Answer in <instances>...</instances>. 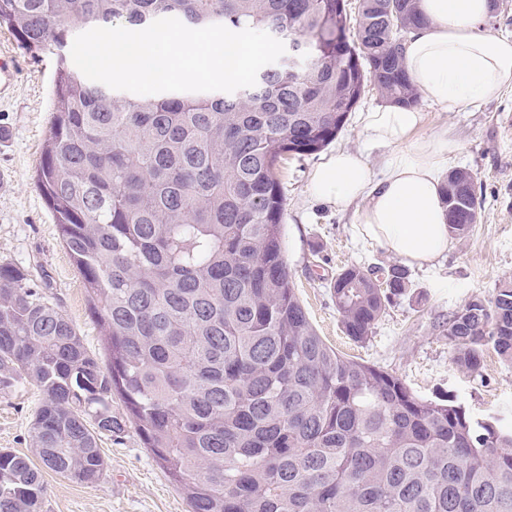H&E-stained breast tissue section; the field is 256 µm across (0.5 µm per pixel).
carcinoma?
Masks as SVG:
<instances>
[{
    "mask_svg": "<svg viewBox=\"0 0 512 512\" xmlns=\"http://www.w3.org/2000/svg\"><path fill=\"white\" fill-rule=\"evenodd\" d=\"M177 18L266 31L311 51L306 70L266 65L233 93L114 98L59 56L36 185L103 325L108 367L63 311L0 265V391L34 379L45 467L93 484L98 441L130 418L189 512H512V425L448 396L414 394L316 333L283 252L279 164L317 154L365 89L415 106L402 37L416 0H0V28L27 51L61 49L82 27ZM448 230L468 235L482 192L454 168ZM410 287L405 267L349 265L330 280L344 332L373 333ZM492 345L512 363V278L448 320L459 369ZM126 416L112 413V397ZM30 460L0 451V506L41 512Z\"/></svg>",
    "mask_w": 512,
    "mask_h": 512,
    "instance_id": "1",
    "label": "carcinoma"
}]
</instances>
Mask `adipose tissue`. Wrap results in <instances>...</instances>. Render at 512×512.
Returning a JSON list of instances; mask_svg holds the SVG:
<instances>
[{
    "mask_svg": "<svg viewBox=\"0 0 512 512\" xmlns=\"http://www.w3.org/2000/svg\"><path fill=\"white\" fill-rule=\"evenodd\" d=\"M424 26L404 43L406 72L423 99L458 112L512 89V39L484 31L492 0H418ZM424 115L386 104L361 113L369 144L389 151L373 172L361 151L339 150L309 177L310 196L338 210L354 208L358 235L400 263L421 268L450 245L441 185L459 150L448 131L416 132Z\"/></svg>",
    "mask_w": 512,
    "mask_h": 512,
    "instance_id": "ef3b65f1",
    "label": "adipose tissue"
}]
</instances>
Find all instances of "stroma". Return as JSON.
I'll return each instance as SVG.
<instances>
[{"label": "stroma", "instance_id": "35a3bbf8", "mask_svg": "<svg viewBox=\"0 0 512 512\" xmlns=\"http://www.w3.org/2000/svg\"><path fill=\"white\" fill-rule=\"evenodd\" d=\"M0 48L15 54L19 76L0 96V265L26 268L38 293L58 304L76 326L89 353L105 359L103 330L91 315L83 280L66 251L44 196L35 185L44 140L52 118L57 50L31 53L7 30ZM383 103L367 89L328 153L364 150L373 167L383 151L368 147L358 115ZM426 137L441 129L460 144L451 167L469 169L482 185L478 222L463 238H453L447 255L427 268H411V286L362 343L343 332L329 282L348 265L380 266L391 258L354 229L352 212L313 201L308 194L316 154L280 165L286 211L283 250L295 292L312 325L338 354L368 362L399 377L414 393L455 397L476 419L512 422V363L486 347L476 373L460 370L448 345V318L470 297L491 296L500 280L512 278V90L499 100L460 112H444L420 102ZM44 394L35 380L0 394V450L21 455L33 450L32 427ZM103 478L85 484L40 467L45 487L42 512H188L186 500L144 447L134 423L124 432L102 438Z\"/></svg>", "mask_w": 512, "mask_h": 512}]
</instances>
